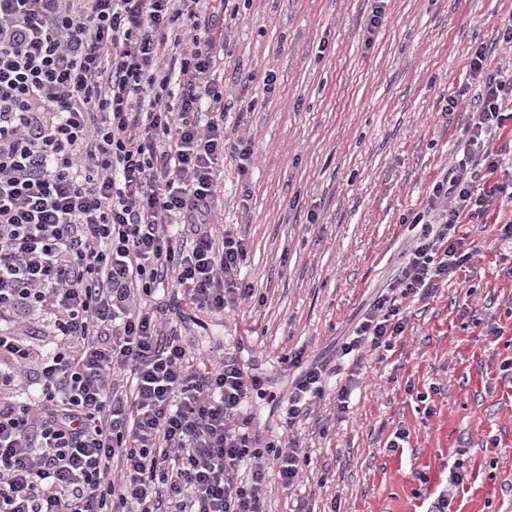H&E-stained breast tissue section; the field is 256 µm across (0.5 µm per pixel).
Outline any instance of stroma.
I'll return each instance as SVG.
<instances>
[{
	"instance_id": "35a3bbf8",
	"label": "stroma",
	"mask_w": 512,
	"mask_h": 512,
	"mask_svg": "<svg viewBox=\"0 0 512 512\" xmlns=\"http://www.w3.org/2000/svg\"><path fill=\"white\" fill-rule=\"evenodd\" d=\"M224 25V133L252 139L254 165L224 160L217 215L249 244L251 304L205 327L183 325L184 344L236 349L257 381L251 398L260 436L280 432L265 390L287 392L280 361L351 359L336 345L351 334L413 244L403 224L421 211L433 181L458 159L461 133L480 94L469 83L477 43L512 62L498 38L512 0H387L367 36L373 0H234ZM276 83L266 88V74ZM457 98L447 117L449 98ZM487 251L407 309L408 325L384 361L365 360L353 407L337 418L326 398L298 425L311 458L297 496L273 489L269 512H315L341 499L346 512H427L457 451L468 477L448 512H512V241L491 224H468ZM503 334L483 340L474 317ZM407 430L402 448L387 444Z\"/></svg>"
}]
</instances>
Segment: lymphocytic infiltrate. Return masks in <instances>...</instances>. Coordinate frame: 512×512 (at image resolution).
<instances>
[{
	"label": "lymphocytic infiltrate",
	"mask_w": 512,
	"mask_h": 512,
	"mask_svg": "<svg viewBox=\"0 0 512 512\" xmlns=\"http://www.w3.org/2000/svg\"><path fill=\"white\" fill-rule=\"evenodd\" d=\"M226 9L0 0V512H267L269 487L291 491L310 464L293 428L324 399L328 364L285 356L298 375L269 392L283 432L264 442L241 358L191 351L177 330L255 295L248 244L215 208L225 157L243 174L253 162L250 140L224 135ZM469 77L483 94L464 155L340 355L391 351L407 304L479 255L463 222L512 211V177L486 181L512 75L480 44ZM32 311L51 346L19 333Z\"/></svg>",
	"instance_id": "lymphocytic-infiltrate-1"
}]
</instances>
